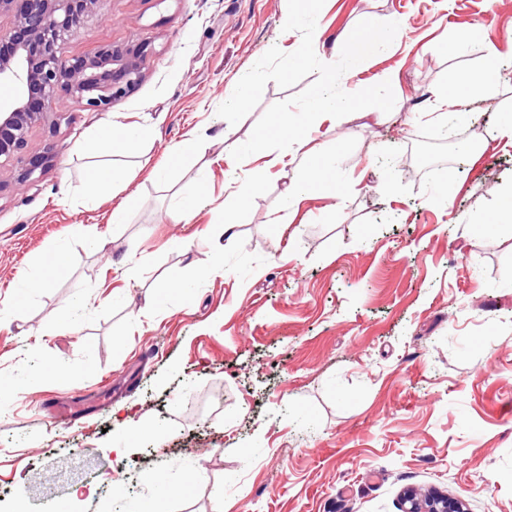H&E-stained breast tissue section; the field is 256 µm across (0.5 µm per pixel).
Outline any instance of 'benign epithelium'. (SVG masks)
Wrapping results in <instances>:
<instances>
[{
    "label": "benign epithelium",
    "mask_w": 512,
    "mask_h": 512,
    "mask_svg": "<svg viewBox=\"0 0 512 512\" xmlns=\"http://www.w3.org/2000/svg\"><path fill=\"white\" fill-rule=\"evenodd\" d=\"M97 0H0V15L12 17L0 27V83L18 89L0 106V166L14 165L15 184L23 188L51 167L52 157L30 154L31 130L44 122L58 98L76 99L91 111L104 110L141 82L152 48L146 43L106 44L94 53L66 57L61 45L75 37ZM403 512H465L460 500L446 495L403 496Z\"/></svg>",
    "instance_id": "7a95c632"
}]
</instances>
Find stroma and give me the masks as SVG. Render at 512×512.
<instances>
[{
	"label": "stroma",
	"mask_w": 512,
	"mask_h": 512,
	"mask_svg": "<svg viewBox=\"0 0 512 512\" xmlns=\"http://www.w3.org/2000/svg\"><path fill=\"white\" fill-rule=\"evenodd\" d=\"M286 18L287 0H99L64 45L153 53L107 110L56 101L28 139L56 161L36 182L0 171V512H48L88 487L80 512H401L407 489L512 512V289L496 288L512 280V226L474 229L512 187L497 137L512 54L490 74L496 95L434 102L512 38V0H325V63L360 21L398 22L340 79L390 81L396 116L320 117L306 147L336 195L291 204L300 154H253L233 181L224 159L309 79L267 83L237 125L217 114L268 49L299 47ZM130 124L145 137L118 158L128 181L86 198L80 143ZM182 141L193 149L170 163ZM175 189L193 206L184 224L166 218ZM129 195L136 208L113 223ZM57 252L58 271L28 287ZM123 406L142 415L138 436L116 420Z\"/></svg>",
	"instance_id": "35a3bbf8"
}]
</instances>
